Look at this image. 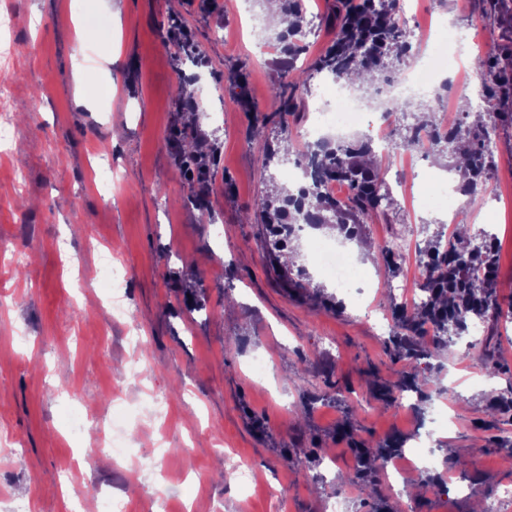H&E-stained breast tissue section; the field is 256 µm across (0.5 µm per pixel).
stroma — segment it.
<instances>
[{
    "mask_svg": "<svg viewBox=\"0 0 512 512\" xmlns=\"http://www.w3.org/2000/svg\"><path fill=\"white\" fill-rule=\"evenodd\" d=\"M240 0H0L20 23L6 33L17 56H0V75L15 74L8 119L15 135L0 143V242L26 254L22 269L32 289L0 322V427L20 440L23 461L0 469V512L28 501L32 512H65L57 486L62 466L93 443L67 424L71 391L99 417L136 428L127 446L142 457L134 512H148L163 469L172 512H269V489L286 512H330L339 498L347 512H376L396 497L374 472L373 488L341 476L356 465L361 445L416 447L417 428L433 431L435 455L453 447L466 468L450 467L446 492L424 475L410 512H471L475 499L512 488V422L492 416L489 389L512 385V319H500L490 355L466 340L413 361L397 357L389 279L406 283L405 302L419 300V249L441 211L411 207L398 197L392 223L362 224L359 241L383 246L400 237L411 258L399 271L358 261L362 278L339 288L305 257L282 263L271 227L254 221L260 199L301 146L296 134L310 119L269 108L279 79L276 55L256 40ZM406 25L413 67L428 60L450 73L455 99L473 100L481 81L475 55L493 48L495 30L482 6L461 0H412ZM191 44L169 47L172 19ZM225 27H218V20ZM247 75L248 107L225 106L228 74ZM202 75L213 106H225L223 125L203 113L186 119L172 102L174 76ZM215 153L204 178L175 173L187 131ZM116 171L105 189L89 185L100 142ZM288 145L286 158L264 164L267 146ZM24 175L16 189L13 171ZM203 196L213 215L202 222ZM463 223L496 227L497 295L512 302V128L497 132L493 170L484 195L461 198ZM224 238L215 241L214 225ZM113 248L127 270L122 294L127 317L94 308L101 254ZM139 326L141 350L132 348ZM148 373L127 378L132 355ZM267 363L259 375L249 364ZM108 368H101V359ZM500 372L488 377L487 360ZM418 373L426 401L405 407L384 389ZM244 461L256 476L249 495L224 473L225 458ZM86 498L123 493L126 475L107 455L82 464Z\"/></svg>",
    "mask_w": 512,
    "mask_h": 512,
    "instance_id": "1",
    "label": "stroma"
}]
</instances>
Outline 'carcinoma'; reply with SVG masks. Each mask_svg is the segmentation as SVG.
I'll list each match as a JSON object with an SVG mask.
<instances>
[{"label":"carcinoma","instance_id":"1","mask_svg":"<svg viewBox=\"0 0 512 512\" xmlns=\"http://www.w3.org/2000/svg\"><path fill=\"white\" fill-rule=\"evenodd\" d=\"M491 16L497 18L500 46H512V0H488ZM282 13L288 17V29L276 32L273 37L283 42V57L277 61L280 76L271 90V111L294 115L305 105L300 88L318 75L345 78L351 73H361L372 82L379 76L398 71L407 60L410 45L404 41V26L396 13V0L381 6L377 0H336V8L327 19L334 35L331 47L312 60L307 67L297 65L296 57L306 52L295 42L293 35L304 20L303 0H281ZM473 67L483 83V97L488 105L502 103L512 88V53L500 58L494 53L477 56ZM510 122L511 112H480L464 130H446L429 113L407 134L391 139L387 152L379 155L367 140L348 141L326 139L314 149L301 155L300 165L313 181L308 199L299 200L293 192L282 187L275 195L261 200L258 209L267 224L281 227L293 226L294 215L312 216L313 224H334L349 240L357 237L356 226L369 218L387 217L391 198L382 192L379 169L403 150L422 147L429 152H442L454 144L453 155L462 156L463 172L460 186L465 194L475 195L488 189L492 173V154L483 150L481 136L488 127ZM429 132L427 141L419 139L421 131ZM204 165L202 156L183 151L176 165V173L183 176L190 166ZM345 181L349 194L336 199L325 192L333 181ZM461 237L441 234L427 241L424 251L426 261L422 291L425 299L419 303L396 306L392 339L406 349L411 360L430 355L429 349L415 343L417 337H427L431 345L443 347L464 335L468 323L479 321L487 329L486 340L495 336L494 325L501 314V302L494 283L498 272L496 248L476 246L473 236L467 244L459 246ZM373 263L391 274L398 269L395 254L379 248ZM381 457L371 448L357 449V465L344 477L350 484L370 481L373 466Z\"/></svg>","mask_w":512,"mask_h":512}]
</instances>
